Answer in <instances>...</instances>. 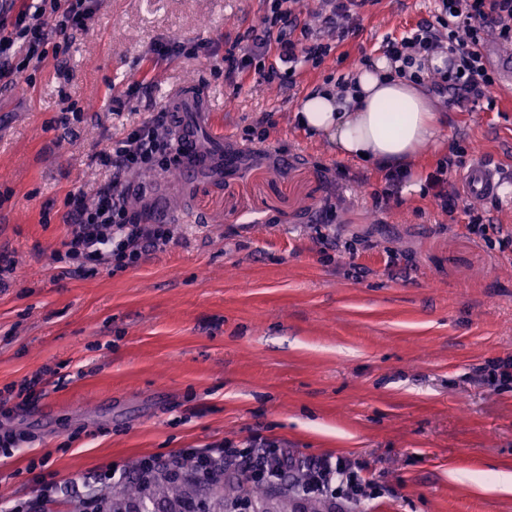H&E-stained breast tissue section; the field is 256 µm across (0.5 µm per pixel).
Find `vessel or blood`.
<instances>
[{
	"label": "vessel or blood",
	"mask_w": 512,
	"mask_h": 512,
	"mask_svg": "<svg viewBox=\"0 0 512 512\" xmlns=\"http://www.w3.org/2000/svg\"><path fill=\"white\" fill-rule=\"evenodd\" d=\"M170 103L179 113L180 120L175 124L174 132L178 146L187 157L182 174L189 179L209 164L208 158L199 150L208 104L204 94L194 86L180 90ZM508 185L512 186V169L502 168L484 153L477 152L459 174L456 189L467 201L485 203L499 199L501 189Z\"/></svg>",
	"instance_id": "b4317fda"
}]
</instances>
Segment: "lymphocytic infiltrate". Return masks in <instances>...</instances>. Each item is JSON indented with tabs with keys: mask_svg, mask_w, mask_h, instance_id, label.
<instances>
[{
	"mask_svg": "<svg viewBox=\"0 0 512 512\" xmlns=\"http://www.w3.org/2000/svg\"><path fill=\"white\" fill-rule=\"evenodd\" d=\"M379 0H319V24L302 21L297 0H262L257 24L248 27L243 41L229 43L220 59L226 82L242 84L259 76L266 84L291 82L298 65L321 66L332 45L357 35L363 10ZM101 0H7L0 4V83L14 84L38 69L48 53L66 52L77 35L86 33ZM495 36L512 45V0H442L435 21H422L402 38L386 39L384 53L413 67L417 58L444 55L440 68H426L423 79L440 95L457 104L479 103L496 78L481 52L484 39ZM174 115L166 104L152 105L147 118L96 153V166L109 171L93 199L83 192L69 193V223L64 241L65 260L78 272L93 273L113 262L118 268L138 266L146 253L168 246L174 239L169 224L150 223L128 205L129 197L146 199L140 176L147 171H169L181 164V151L169 135ZM193 458L194 478L219 482L229 470H244L286 482L302 471L312 483L338 492L340 499L362 496L365 483L344 459L294 458L279 443L253 437L243 443L224 441L203 448L183 449L181 456L139 459L133 473L144 488L159 480H178L184 472L181 457Z\"/></svg>",
	"mask_w": 512,
	"mask_h": 512,
	"instance_id": "lymphocytic-infiltrate-1",
	"label": "lymphocytic infiltrate"
}]
</instances>
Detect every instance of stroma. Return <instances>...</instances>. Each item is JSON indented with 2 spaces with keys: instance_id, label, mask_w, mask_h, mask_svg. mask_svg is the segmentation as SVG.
<instances>
[{
  "instance_id": "1",
  "label": "stroma",
  "mask_w": 512,
  "mask_h": 512,
  "mask_svg": "<svg viewBox=\"0 0 512 512\" xmlns=\"http://www.w3.org/2000/svg\"><path fill=\"white\" fill-rule=\"evenodd\" d=\"M260 0H103L88 33L47 57L33 84L0 94V391L49 367L25 410L0 404V512H77L106 471L141 457L261 436L307 458L357 464L371 483L354 512H512V210L485 206V236L433 194H386L382 171L337 158L300 130L298 100L346 78L383 42L434 20L436 0H379L358 35L290 87L225 84L202 53L152 66L161 39L243 33ZM151 96L193 85L210 108L223 174L185 185L149 173L175 239L134 268L84 276L56 262L68 192L108 179L92 156L146 116L111 100L141 77ZM466 111L442 105L444 147L415 161L428 176L457 150L512 168V91ZM78 100L80 122L57 119ZM340 245L322 248L320 233Z\"/></svg>"
}]
</instances>
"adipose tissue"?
<instances>
[{
  "instance_id": "adipose-tissue-1",
  "label": "adipose tissue",
  "mask_w": 512,
  "mask_h": 512,
  "mask_svg": "<svg viewBox=\"0 0 512 512\" xmlns=\"http://www.w3.org/2000/svg\"><path fill=\"white\" fill-rule=\"evenodd\" d=\"M426 84L396 73L387 58L359 68L343 88L325 84L297 106L298 126L327 139L338 158L399 173L404 192L422 193L425 180L409 165L440 144L444 117Z\"/></svg>"
}]
</instances>
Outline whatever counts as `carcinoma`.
<instances>
[{
    "label": "carcinoma",
    "instance_id": "obj_1",
    "mask_svg": "<svg viewBox=\"0 0 512 512\" xmlns=\"http://www.w3.org/2000/svg\"><path fill=\"white\" fill-rule=\"evenodd\" d=\"M224 482L223 490L211 489L206 494L194 482H158L147 496L140 483L129 481L118 491L104 484L95 490V497L104 512H193L194 502L208 504L211 512H233V506L244 499L263 508L271 505L276 512H288V501L272 498L274 490L242 473H230ZM308 484V478L298 474L288 488L293 499L303 502L304 512H335L329 499L305 493Z\"/></svg>",
    "mask_w": 512,
    "mask_h": 512
}]
</instances>
